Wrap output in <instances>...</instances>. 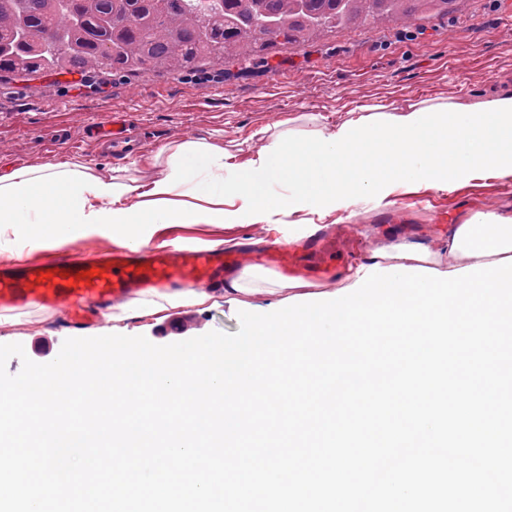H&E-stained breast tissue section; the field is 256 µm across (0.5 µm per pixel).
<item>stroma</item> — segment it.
Listing matches in <instances>:
<instances>
[{
    "mask_svg": "<svg viewBox=\"0 0 512 512\" xmlns=\"http://www.w3.org/2000/svg\"><path fill=\"white\" fill-rule=\"evenodd\" d=\"M79 74L0 75V174L23 165L60 163L74 158L102 172L127 169L149 179L150 158L165 145L198 138L223 137L238 149L242 165L270 140L265 127L301 115L321 116L335 127L358 107H401L419 100L478 97L512 83V0H464L460 12L423 20L361 24L339 28L321 39L272 48L267 59L229 60L223 75L204 70L181 76L148 72L114 74L85 87ZM112 112L132 115L145 133L138 149L122 157L97 149L84 131ZM421 197L447 207L448 221L434 223L428 211L407 207ZM405 203L397 228L379 223L377 210ZM512 209V184L474 179L453 193L410 182L400 183L369 207L341 209L320 218L330 248L309 255V280L323 292L341 288L340 274L352 257L367 259L375 246L405 234L411 243L435 248L449 225L477 210ZM273 228L236 221L174 226L155 234V242L175 237L193 244L237 237L265 241ZM287 292H262L236 301L219 298L202 308H179L119 322L120 334L143 336L167 345L211 331L234 333L238 313L250 305L262 313L287 305ZM13 342L22 344L37 363L52 361L65 339L76 337L56 309L10 313Z\"/></svg>",
    "mask_w": 512,
    "mask_h": 512,
    "instance_id": "obj_1",
    "label": "stroma"
}]
</instances>
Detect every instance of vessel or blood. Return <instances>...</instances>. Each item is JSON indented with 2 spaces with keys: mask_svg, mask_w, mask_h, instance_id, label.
<instances>
[{
  "mask_svg": "<svg viewBox=\"0 0 512 512\" xmlns=\"http://www.w3.org/2000/svg\"><path fill=\"white\" fill-rule=\"evenodd\" d=\"M88 135L123 155L142 134L129 115L113 113L91 124ZM260 262L281 273L299 272L287 248L271 242ZM243 266L238 252L217 245L200 249L140 246L109 248L104 257L51 256L0 269V311L58 309L68 327L80 328L112 305L150 289L220 288Z\"/></svg>",
  "mask_w": 512,
  "mask_h": 512,
  "instance_id": "1",
  "label": "vessel or blood"
}]
</instances>
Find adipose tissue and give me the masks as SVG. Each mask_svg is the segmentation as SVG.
<instances>
[{
	"mask_svg": "<svg viewBox=\"0 0 512 512\" xmlns=\"http://www.w3.org/2000/svg\"><path fill=\"white\" fill-rule=\"evenodd\" d=\"M289 127L273 135L247 167L214 176L232 152L208 139L163 147L150 183L100 173L88 162L22 166L0 175V238L11 235L0 258L60 249L79 237L97 236L116 245L148 244L173 224H224L225 204L249 224H271L277 216L323 215L368 196H384L406 180L454 192L463 182L492 177L512 181V87L467 100H422L402 108L371 106L337 125ZM288 192L274 196L273 183ZM437 250L395 241L371 251L368 263L342 273L355 284L368 264L423 266L452 271L512 256V212L478 211L449 226ZM275 286L306 294L302 277L273 279L245 271L225 279L224 295H250ZM211 288L147 291L116 306L111 320L155 316L172 308L213 302Z\"/></svg>",
	"mask_w": 512,
	"mask_h": 512,
	"instance_id": "ef3b65f1",
	"label": "adipose tissue"
}]
</instances>
